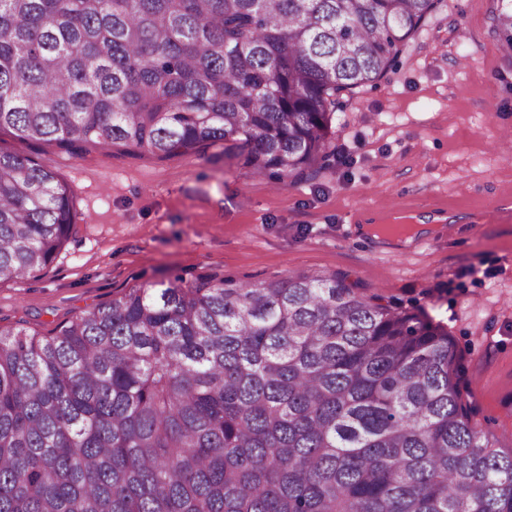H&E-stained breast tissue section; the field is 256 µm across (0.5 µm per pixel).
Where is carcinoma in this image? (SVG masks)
<instances>
[{
  "mask_svg": "<svg viewBox=\"0 0 512 512\" xmlns=\"http://www.w3.org/2000/svg\"><path fill=\"white\" fill-rule=\"evenodd\" d=\"M441 0H0V133L168 157L220 141L298 179ZM491 32L512 52V0ZM76 231L69 185L0 151V280ZM439 324L332 275L132 288L0 329V512H512Z\"/></svg>",
  "mask_w": 512,
  "mask_h": 512,
  "instance_id": "carcinoma-1",
  "label": "carcinoma"
}]
</instances>
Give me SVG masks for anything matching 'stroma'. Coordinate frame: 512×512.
I'll use <instances>...</instances> for the list:
<instances>
[{
	"mask_svg": "<svg viewBox=\"0 0 512 512\" xmlns=\"http://www.w3.org/2000/svg\"><path fill=\"white\" fill-rule=\"evenodd\" d=\"M492 0H441L383 78L332 123L334 167L253 175L223 146L166 158L72 153L0 135L69 184L77 232L34 276L0 281V328L56 332L132 288L339 274L428 315L454 341L480 429L512 449V63ZM454 215L407 247L358 233L375 214Z\"/></svg>",
	"mask_w": 512,
	"mask_h": 512,
	"instance_id": "stroma-1",
	"label": "stroma"
}]
</instances>
